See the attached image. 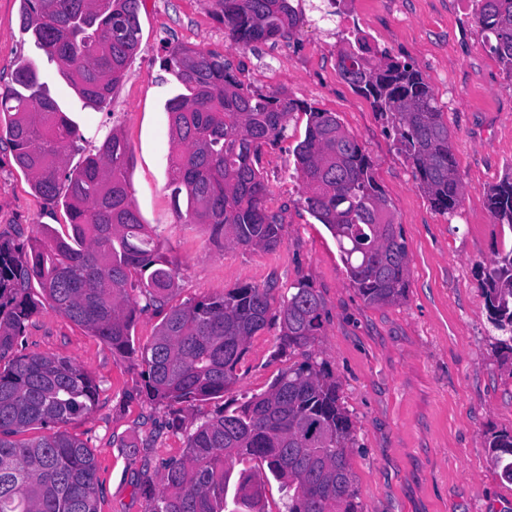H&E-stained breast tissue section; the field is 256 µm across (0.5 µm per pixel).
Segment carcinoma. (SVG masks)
<instances>
[{"label":"carcinoma","instance_id":"cac0c4a2","mask_svg":"<svg viewBox=\"0 0 512 512\" xmlns=\"http://www.w3.org/2000/svg\"><path fill=\"white\" fill-rule=\"evenodd\" d=\"M294 0H218L224 33L236 45L286 40L303 21ZM486 44L512 81V0H475ZM20 28L69 81L85 105L102 108L140 47V0H20ZM179 93L165 103L172 151L169 187L186 224H206L225 244L274 252L281 220L267 207L262 147L285 137L294 112L307 116L294 148L303 203L336 239L351 287L371 305L405 299L408 261L400 225L358 139L333 112L244 87L221 57L187 48L165 59ZM342 78L370 100L397 135L434 208L452 214L464 187L448 121L422 73L371 46L359 33L337 56ZM0 141L42 199L63 205L71 233L42 226L20 244L0 239V512H99L93 450L66 426L92 412L97 384L71 359L22 354L19 339L35 311L37 281L51 308L145 367L144 398L192 404L224 393L236 380L249 339L270 320L264 288L238 286L222 295L172 305L177 268L135 207L128 182L129 148L116 132L76 167L70 152L84 136L51 96L47 74L27 57L0 86ZM494 223L512 234V175L485 193ZM481 290L498 348L512 354V246L483 269ZM137 295H131V292ZM165 317L153 340L132 337L137 313ZM324 305L299 283L279 307L281 354L310 345L323 328ZM38 426L28 441L13 436ZM352 422L339 386L311 356L293 363L270 389L197 426L180 459L168 462L162 489L143 488L147 512H264L267 467L288 512H358L346 442ZM501 479L512 484V433L488 441Z\"/></svg>","mask_w":512,"mask_h":512}]
</instances>
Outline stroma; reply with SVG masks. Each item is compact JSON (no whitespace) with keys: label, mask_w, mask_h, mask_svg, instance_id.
<instances>
[{"label":"stroma","mask_w":512,"mask_h":512,"mask_svg":"<svg viewBox=\"0 0 512 512\" xmlns=\"http://www.w3.org/2000/svg\"><path fill=\"white\" fill-rule=\"evenodd\" d=\"M304 21L290 39L231 44L217 0H142L141 47L103 108L84 106L58 78L49 86L97 146L118 131L130 148L133 202L178 269L176 302L252 285L279 305L303 282L322 297V333L308 348L340 386L352 421L346 449L361 512H512V484L499 477L488 448L492 434L512 433V358L495 346L480 288L481 271L503 246L484 193L512 171V82L489 53L473 0H343L342 14L322 19L325 0H301ZM20 0H0V85L20 56L37 51L22 33ZM390 56L411 62L429 82L452 134L464 185L455 213L443 214L422 191L387 121L336 67L349 28ZM188 47L224 58L244 86L335 113L374 165L377 183L404 230L405 300L376 306L349 285L336 241L305 208L293 150L307 117L293 113L288 136L264 147L268 206L283 224L276 251L231 247L201 224L182 223L168 183L169 118L174 78L163 61ZM63 207L47 203L0 142V237L20 241L40 225L64 229ZM280 326L249 340L237 378L223 395L184 408L148 403L142 368L114 356L83 328L39 300L21 341L24 353L72 359L98 384L94 411L67 427L92 448L101 486L99 512H146L140 484H160L165 462L182 457L187 437L225 406L269 390L301 354L277 356Z\"/></svg>","instance_id":"stroma-1"}]
</instances>
